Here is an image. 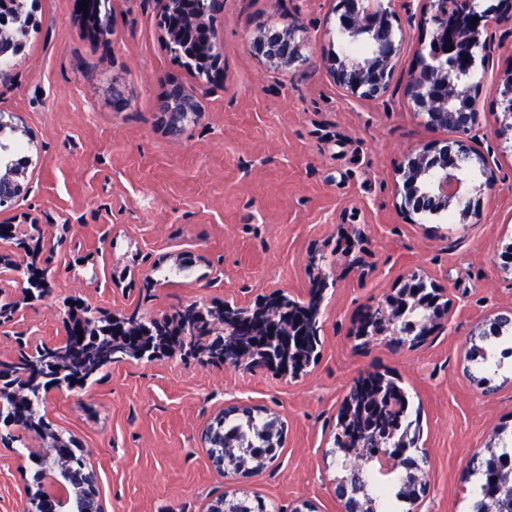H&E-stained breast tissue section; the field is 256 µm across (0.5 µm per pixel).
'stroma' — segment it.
<instances>
[{
  "instance_id": "1",
  "label": "stroma",
  "mask_w": 512,
  "mask_h": 512,
  "mask_svg": "<svg viewBox=\"0 0 512 512\" xmlns=\"http://www.w3.org/2000/svg\"><path fill=\"white\" fill-rule=\"evenodd\" d=\"M337 0H224L216 24L224 74L198 79L177 67L157 26L158 0H111L112 33H83L78 0H35L23 55L0 80V113L13 114L40 158L26 195L0 222L26 213L72 226L46 251L59 295L83 287L102 306L156 315L195 300L248 302L276 288L303 296L309 251L335 241L344 217L357 216L375 243L366 277L338 269L322 305L317 364L294 380L213 367L115 363L85 388L47 406L53 427L76 435L92 454L107 512H206L218 497L247 492L295 512H344L336 485L345 471L330 449L336 414L364 371L394 374L420 416L418 442L430 458L416 512H467L476 489L469 453L496 428L512 437V366L485 394L468 377L473 338L512 308V145L498 139L501 108L483 94L474 144L489 159L494 190L468 221H410L400 210L397 164L404 153L453 140L423 125L406 77L423 33L420 0H392L404 35L388 91L346 96L326 58ZM490 26L477 68L486 82L512 69V22L499 0H478ZM280 11L302 27L305 63L269 69L248 49L255 22ZM196 88L202 117L180 135L160 124L169 77ZM90 255L88 265L75 254ZM186 257L172 276L163 258ZM421 267L451 290L444 329L415 351L377 344L355 350L349 332L360 307L376 303L400 277ZM150 270L144 280L142 270ZM279 414L287 434L262 474L239 482L216 469L200 432L230 404ZM30 463L0 446V512H18Z\"/></svg>"
}]
</instances>
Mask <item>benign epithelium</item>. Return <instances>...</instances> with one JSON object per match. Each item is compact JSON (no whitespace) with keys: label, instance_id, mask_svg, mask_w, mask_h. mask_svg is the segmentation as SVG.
Listing matches in <instances>:
<instances>
[{"label":"benign epithelium","instance_id":"1","mask_svg":"<svg viewBox=\"0 0 512 512\" xmlns=\"http://www.w3.org/2000/svg\"><path fill=\"white\" fill-rule=\"evenodd\" d=\"M424 10L420 24L428 37L421 41L416 63L406 79L407 96L415 107L421 122L434 128L450 129L456 133L451 143L440 142L406 152L397 167L402 188L400 208L409 216L423 215L427 205L440 209H454L464 222L476 213L473 200L495 188V178L489 160L469 140V134L479 125L477 110L459 111L451 102L461 98L472 104L485 88V77H477L465 86L448 81L445 66L458 73L471 75V65L465 58H475L484 50L487 29L485 15L477 11L476 0H423ZM221 0H199L197 12L186 15L179 12L178 0H160L159 28L166 46L182 37L187 27L202 26L215 47L210 71L220 68L223 60V35L216 27L214 16ZM339 30L349 40L366 38L374 45L372 58L362 61L348 52L327 58L330 75L347 96L352 98L383 95L391 82L394 63L400 55L403 35L395 13L384 0H338L336 9ZM478 21H473V18ZM300 25L294 21L270 18L257 24L249 42V50L263 63L278 70L300 66L305 60L304 40L300 38ZM27 27L20 16L0 13V41L24 46ZM489 92L497 96L503 109L498 134H512V71L498 76ZM180 102L185 111L196 108L193 92L179 86L165 98L161 112L167 117L170 132L179 133L183 126L172 121L176 113L170 111L171 100ZM29 165L0 172V207L15 202L29 189ZM54 224H42L36 218H26L23 224H0V239L13 242L12 250L0 252V330L12 326L21 310L30 302L55 292V278L47 263L40 260L44 245L53 240ZM336 260L326 259L321 248L311 250L305 272L309 278L308 291L319 297L335 278L337 266L347 263L367 275L373 265V239L364 224H347L345 234L336 240ZM400 288L407 290L406 305L401 307L385 296L379 305L391 323L404 319L407 312L420 305L430 311V320L419 337L399 340L391 328H376V319L360 321L351 338L355 347L365 348L374 343L389 344L398 349L415 350L424 345L432 334L447 326L453 308L450 289L438 283L422 269L408 271L401 277ZM288 291L275 289L256 301L243 305L226 301L213 305L193 301L194 315L171 322L165 316L137 315L129 322L130 314L100 307L88 299L72 294L63 299L56 309L64 336L48 342L41 336L14 332L12 342L21 356L11 361L0 360V424L4 430L24 436V452L19 459L29 458L43 462L45 468L57 470L63 461L56 449L65 446L82 449L72 435L66 437L54 430L44 414L28 411L31 390H36L41 405H46L53 391L72 389V376L83 374L84 357L94 354L103 337L116 343H127L136 337L138 361L171 360L180 357L185 364L212 365L233 372H254L257 367L243 348L229 351L228 337L240 334L252 336L251 344L263 355L262 369L281 376L299 379L308 375L311 364L318 359L311 353L308 360L297 368L291 367L285 351L291 348L294 336L306 333V320L283 306ZM82 336L81 352L77 356L66 353L63 346L67 337ZM349 419L341 418L338 427L348 428L353 438L370 436L381 443L376 419L372 418L358 432L347 427ZM64 488L66 501L79 503L81 512H106L98 488L97 473L89 465L75 477L67 479Z\"/></svg>","mask_w":512,"mask_h":512}]
</instances>
